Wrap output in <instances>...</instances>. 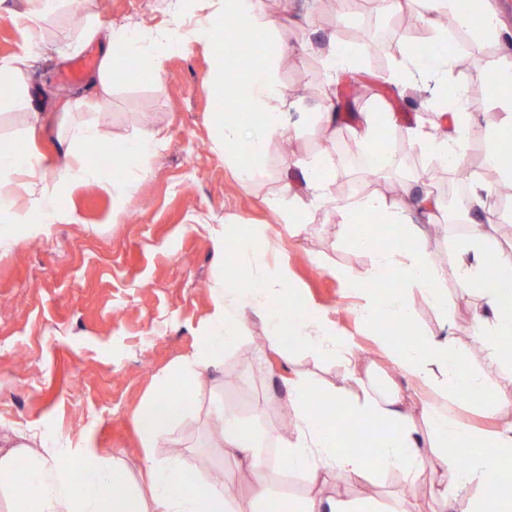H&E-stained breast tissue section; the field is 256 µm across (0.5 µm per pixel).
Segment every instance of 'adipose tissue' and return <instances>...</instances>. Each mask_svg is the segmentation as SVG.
<instances>
[{
	"label": "adipose tissue",
	"mask_w": 512,
	"mask_h": 512,
	"mask_svg": "<svg viewBox=\"0 0 512 512\" xmlns=\"http://www.w3.org/2000/svg\"><path fill=\"white\" fill-rule=\"evenodd\" d=\"M168 20L156 33H132L110 30L108 48L101 58L95 82L100 90L98 108H106L112 95L113 55L115 50L135 59L152 76H160L165 60L185 52L192 42L215 46L218 40H232L243 28L272 30L275 19L262 15L260 0H224L221 9L186 29L190 0H160ZM60 0H34V8L23 18L25 36L19 53L0 57V106L25 109L31 105L27 84L29 62L42 50L41 23L59 8ZM456 0H390L397 11H418L426 26H434L436 16L448 14L456 27L471 28L470 19L455 8ZM288 46L270 43L255 53L240 70L228 71L224 54L214 53L212 83L230 98L242 97L256 112L254 122L226 120L214 113L212 122L220 135L224 156L236 164L245 181L262 175L255 164L266 143L283 135L287 124L279 108L281 90L271 74V64L288 53ZM403 63L397 80L415 87L419 75L447 80L457 62L445 39L426 46H402ZM489 98L499 107L501 119L488 139V155L496 157L498 145L512 138V67H500L487 84ZM452 123L449 130L435 133L412 131L414 143L449 168L460 167L469 149L467 104L459 94L449 98ZM158 138L126 140L113 145L118 164L126 180L145 175V163L153 155ZM300 168L305 181L304 194L290 196L281 207V220L289 234L304 226L296 220L321 199L334 178L331 166L320 159L304 160ZM43 158L26 144L0 151V212L13 211L22 197L24 180L41 177ZM344 223L390 225L394 242L377 244L357 239L356 247L370 250L371 266L350 276V287L363 291L367 301L359 312L369 329L385 322L397 329L396 335L377 337L376 342L388 361L400 373L410 377L420 393L417 408H410L399 390L377 395L369 379L357 365L358 352L351 339L336 335L329 327L308 317L294 305L285 278L272 281L258 273L244 279L229 277L216 289L215 311L197 352L186 358L173 372L158 382V397L138 409L133 421L145 453L141 470L144 487L125 492L127 471L124 463L107 457L94 448H60L52 459L38 452L43 438L30 434L33 452L28 456L0 455V471L23 470L25 480L15 487L14 512H379L368 498L348 504L342 500L323 501L313 497L293 500L275 494L269 483L273 472L299 473L309 483L339 471L360 481L366 475L397 473L414 483L427 461H434L440 479L435 489L437 512H469L472 499H480L483 512H512V484L492 487L493 473L512 470V399L474 376L462 360L452 354L455 340L418 339L411 313L402 297L394 292L379 296V282L393 280L403 288L428 294L441 303L442 269L429 254L428 244L407 224L400 206L385 196L369 194L340 209ZM457 281L462 293L481 287L487 313L477 314L473 334L486 338V350L504 372L512 373V360L503 359L501 341L512 342V257L494 251L483 224L472 221L467 243L457 264ZM257 315L266 335L282 360L301 351H315L340 359L344 370L339 382L325 393L338 411L337 421L323 422L315 410L316 393L301 376L285 384L283 406L289 414L292 436L255 434L244 428L235 413L224 412L220 441L232 458L244 461L251 475L247 498L225 496L222 488L183 472L176 461L158 460L152 449L157 441L182 419L193 397L196 381L204 371L221 360L224 350L244 337L246 317ZM183 389L181 401H166L162 395L171 384ZM480 392L501 417L499 427L483 431L465 425L448 413L446 397L449 384ZM423 417L430 430L422 440L414 426ZM361 425L370 447L356 450L337 430V423Z\"/></svg>",
	"instance_id": "adipose-tissue-1"
}]
</instances>
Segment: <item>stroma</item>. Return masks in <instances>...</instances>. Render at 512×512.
<instances>
[{"label": "stroma", "instance_id": "obj_1", "mask_svg": "<svg viewBox=\"0 0 512 512\" xmlns=\"http://www.w3.org/2000/svg\"><path fill=\"white\" fill-rule=\"evenodd\" d=\"M156 4L84 0L77 16L60 9L43 22L48 48L29 71L32 112L0 107V142L20 144L28 133H35L34 146L45 158L50 182L64 162L63 151L75 127L101 129L99 144L105 149L129 138H149L159 130L167 137L165 146L148 159L143 180L126 188L121 215L112 213V186L123 175L113 160L100 158L95 178L59 192L64 222L0 251V436L20 446L24 433L38 431L45 439V456L60 445L95 448L120 458L134 480L144 450L133 415L156 395L159 379L199 348L215 309L214 288L225 277L226 262L212 243L213 229L221 224L241 231L250 225L277 224L283 200L303 189L298 164L283 169L275 141H268L257 159L265 172L260 180L242 181L225 162L211 123L222 96L206 83L213 71L207 44L198 42L168 57L160 83L129 84L114 78L105 110L82 104L94 71L78 82L63 79L61 73L86 55L100 56V40L82 37L88 22L131 21L154 31L166 22ZM492 5L505 25L501 35L447 31L449 45L466 61L465 67L449 72L448 81L473 94L466 162L479 166L475 180L487 186L498 178L486 162L487 114L493 109L487 82L512 53V0H492ZM263 10L280 21L273 40L287 41L297 30L306 44L273 65L288 123L295 130L293 157L298 163L321 154L326 134L312 115L315 102L328 99L341 107L339 121L328 134L337 146L328 199L305 213L302 235L280 231L266 275L277 277V265H287L289 289L305 311L352 337L362 354L361 368L370 369L376 382L398 385L413 395L410 379L392 370L372 331L360 321L364 299L349 288L346 278L367 268L372 254L351 246L352 229L342 224L336 207L385 193L396 178L413 195L463 197L447 166L415 144L407 142L391 153L385 166L375 169L367 165L355 136L361 112L379 101L396 114L391 134L406 137L410 128L431 124L425 107L438 84L419 79L415 92L390 76L400 65L398 46L430 42L434 33L425 26L403 30L397 15H384L389 39L383 59L363 54L359 66L330 79L318 51L320 42L332 34L351 41L369 24L371 13L347 4L327 23L316 0H263ZM376 76L388 81L381 94L344 98L351 79ZM464 239L459 223L451 222L444 238L429 241L431 253L447 254L441 265L447 309L415 290L406 292L404 300L419 338L454 337L457 355L469 370L512 397V377L502 373L486 351L471 347L473 315L484 302L459 291L457 248ZM247 325L246 338L225 349L223 359L202 375L187 413L154 448L157 458H178L193 475L206 476L220 467L225 478H233L240 466L225 456L214 437L212 423L219 411L235 412L253 431L274 432L283 412L285 379L299 374L325 387L340 377V363L313 353L281 362L271 346L254 345L255 337L264 333L260 319L248 316ZM448 395L453 418L481 430L493 429L489 406L479 395L454 387ZM432 479V470H425L410 499L402 496L400 475L373 479L371 496L389 512H413L417 507L428 512ZM270 482L276 493L293 498L357 496L355 483L339 472L315 485L294 475L275 474Z\"/></svg>", "mask_w": 512, "mask_h": 512}]
</instances>
